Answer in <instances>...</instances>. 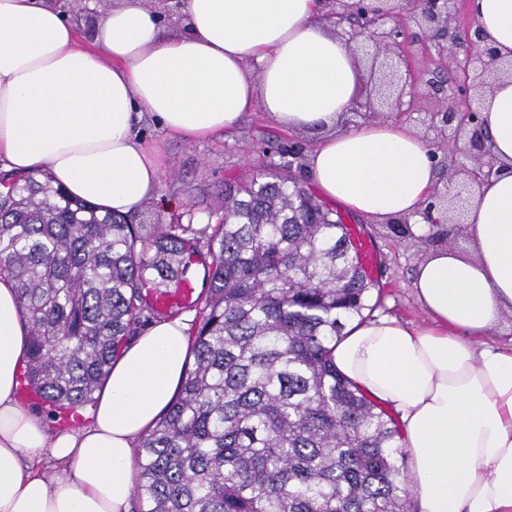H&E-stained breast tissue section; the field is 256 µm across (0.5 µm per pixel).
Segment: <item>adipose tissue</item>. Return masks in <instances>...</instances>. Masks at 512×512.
Wrapping results in <instances>:
<instances>
[{"mask_svg":"<svg viewBox=\"0 0 512 512\" xmlns=\"http://www.w3.org/2000/svg\"><path fill=\"white\" fill-rule=\"evenodd\" d=\"M470 10L512 55V0ZM319 13L320 0H184L170 33L143 0H118L82 47L53 0H0V162L126 215L159 188L142 115L196 141L259 108L318 132L307 168L324 198L418 221L437 181L431 151L392 119L341 128L363 70ZM481 119L500 171L474 190L468 249L417 267L426 324L355 321L333 349L339 372L399 417L413 512H512V350L482 340L512 310V79L486 94ZM192 321L150 324L113 364L89 423L55 432L17 398L27 331L0 276V512H130L134 449L180 386Z\"/></svg>","mask_w":512,"mask_h":512,"instance_id":"adipose-tissue-1","label":"adipose tissue"}]
</instances>
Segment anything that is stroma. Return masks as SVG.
<instances>
[{
  "instance_id": "stroma-1",
  "label": "stroma",
  "mask_w": 512,
  "mask_h": 512,
  "mask_svg": "<svg viewBox=\"0 0 512 512\" xmlns=\"http://www.w3.org/2000/svg\"><path fill=\"white\" fill-rule=\"evenodd\" d=\"M60 3L68 19L74 21L84 45L93 41L98 24L112 7V0H99L93 10L86 7L84 0ZM400 40L421 86L413 105L398 114L397 119L421 135L436 159H443L448 143L440 132L429 128L428 115L445 109L458 75L445 66L435 46L448 43L454 45L458 54H465L469 48L466 21L459 18L451 21L448 28L427 33L409 22L403 27ZM140 135L156 147L160 172L157 198L148 200L131 216L137 224H167L189 213L195 223L206 224L209 212L224 196L225 177L241 173L256 162L258 156L253 146L261 141L270 143L272 161H279L281 152H294L293 174L301 181H309L305 158L317 140L312 133L283 129L259 110L247 113L233 131L203 142L171 138L149 118L142 123ZM344 219L362 227L377 255L375 285L370 292V300L376 305L375 316L388 315L413 325L423 324L425 315L412 288L414 271L436 249L465 248L467 233L451 224L447 227V238L442 241L405 240L396 236L388 223L351 213L345 214Z\"/></svg>"
}]
</instances>
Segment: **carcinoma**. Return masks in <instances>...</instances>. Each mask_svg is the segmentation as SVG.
<instances>
[{
	"mask_svg": "<svg viewBox=\"0 0 512 512\" xmlns=\"http://www.w3.org/2000/svg\"><path fill=\"white\" fill-rule=\"evenodd\" d=\"M0 276L28 326L21 385L78 419L144 312L202 268L191 366L135 449L141 512H410L399 425L330 345L371 282L342 216L261 163L224 182L217 223L131 224L53 178L0 174Z\"/></svg>",
	"mask_w": 512,
	"mask_h": 512,
	"instance_id": "obj_1",
	"label": "carcinoma"
}]
</instances>
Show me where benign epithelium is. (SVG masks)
<instances>
[{
  "label": "benign epithelium",
  "instance_id": "benign-epithelium-1",
  "mask_svg": "<svg viewBox=\"0 0 512 512\" xmlns=\"http://www.w3.org/2000/svg\"><path fill=\"white\" fill-rule=\"evenodd\" d=\"M337 5L333 11L336 25L341 26L353 17L361 20L358 31L352 38H361V48L373 59H383L390 71L387 107L390 111L400 110L403 97L417 94L420 80L410 70L401 73L389 63L392 57L402 58V46L398 42L399 30L388 26L393 15L386 8V0H332ZM403 13L407 19L419 26L428 28L448 26L452 14L448 0H406ZM470 51L459 58L452 48L446 47L448 62L459 72V97L469 101L480 98L492 81L502 75L512 76V64H505L494 49L487 43V36L480 29L470 31ZM430 126L442 132L450 131L448 140L458 146L460 138H465L463 152L472 163L453 169L444 190L436 193L435 204L455 215V223H465L464 217L469 203L471 188L488 180L496 173V160L485 144L480 108L467 105L458 108L452 104L443 112L429 115Z\"/></svg>",
  "mask_w": 512,
  "mask_h": 512
}]
</instances>
